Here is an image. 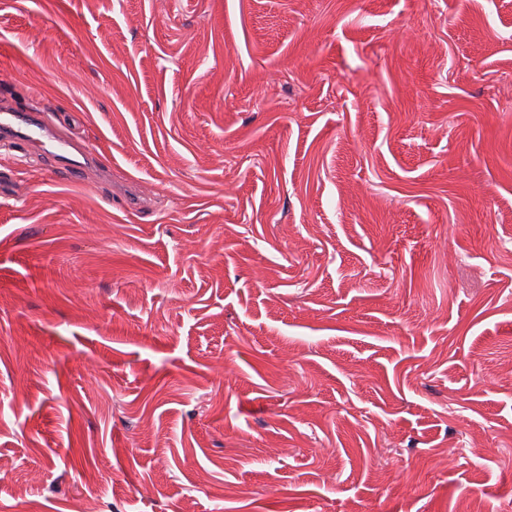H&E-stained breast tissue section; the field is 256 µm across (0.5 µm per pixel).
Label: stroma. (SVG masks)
I'll list each match as a JSON object with an SVG mask.
<instances>
[{"label":"stroma","mask_w":512,"mask_h":512,"mask_svg":"<svg viewBox=\"0 0 512 512\" xmlns=\"http://www.w3.org/2000/svg\"><path fill=\"white\" fill-rule=\"evenodd\" d=\"M0 512H512V0H0ZM0 141L1 152L9 148L14 150L21 141H36L46 138L53 146V153L62 160V170L79 173L82 170L80 162L72 159L76 147L67 141L57 138L50 127L42 123L28 112L0 111Z\"/></svg>","instance_id":"stroma-1"}]
</instances>
